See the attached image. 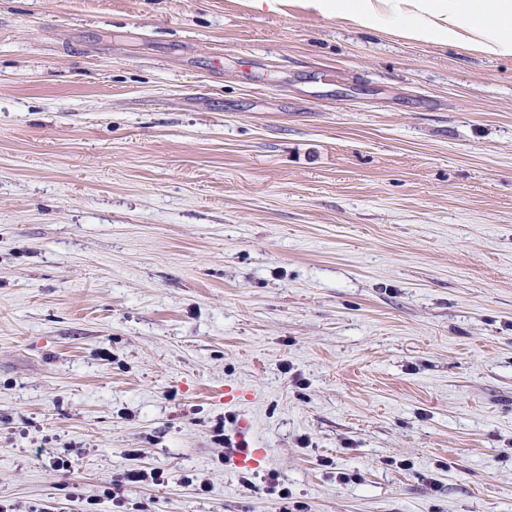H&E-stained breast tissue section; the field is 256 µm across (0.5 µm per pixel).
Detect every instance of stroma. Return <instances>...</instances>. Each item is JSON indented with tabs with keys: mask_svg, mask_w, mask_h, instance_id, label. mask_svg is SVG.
Masks as SVG:
<instances>
[{
	"mask_svg": "<svg viewBox=\"0 0 512 512\" xmlns=\"http://www.w3.org/2000/svg\"><path fill=\"white\" fill-rule=\"evenodd\" d=\"M128 448L168 481L122 512H512V57L0 0V498L78 512Z\"/></svg>",
	"mask_w": 512,
	"mask_h": 512,
	"instance_id": "1",
	"label": "stroma"
}]
</instances>
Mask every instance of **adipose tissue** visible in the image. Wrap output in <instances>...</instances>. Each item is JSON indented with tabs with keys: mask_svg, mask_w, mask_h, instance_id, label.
Returning <instances> with one entry per match:
<instances>
[{
	"mask_svg": "<svg viewBox=\"0 0 512 512\" xmlns=\"http://www.w3.org/2000/svg\"><path fill=\"white\" fill-rule=\"evenodd\" d=\"M323 16L379 28L386 15L405 17L399 34L415 42L465 44L494 56H512V0H301Z\"/></svg>",
	"mask_w": 512,
	"mask_h": 512,
	"instance_id": "obj_1",
	"label": "adipose tissue"
}]
</instances>
